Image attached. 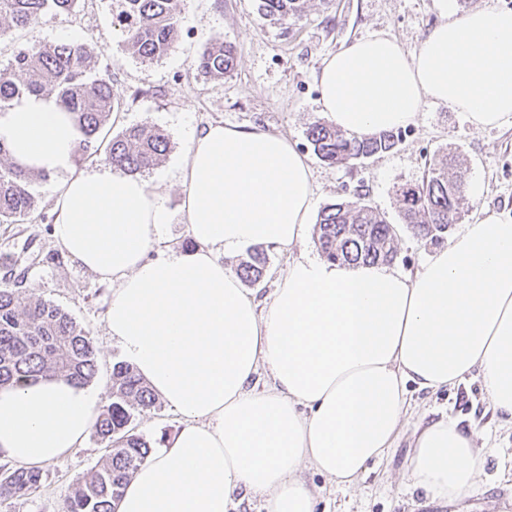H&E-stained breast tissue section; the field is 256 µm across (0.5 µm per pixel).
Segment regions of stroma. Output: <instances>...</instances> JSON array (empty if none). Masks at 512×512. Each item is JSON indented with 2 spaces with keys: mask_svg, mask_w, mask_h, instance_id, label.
Here are the masks:
<instances>
[{
  "mask_svg": "<svg viewBox=\"0 0 512 512\" xmlns=\"http://www.w3.org/2000/svg\"><path fill=\"white\" fill-rule=\"evenodd\" d=\"M305 7L302 19L280 25L260 12L259 0H184L175 50L144 63L113 27L112 0H81L76 11L46 19L32 31L5 28L0 33V69L8 64L14 47L35 40L77 42L90 49L97 68L111 75L112 91L121 103L112 133L151 123L170 136V152L144 174L174 213L164 241L168 247L190 243L187 226L177 214L182 189L169 173L187 149L189 131L213 121L287 136L313 172L316 209L365 194L367 203L395 225L397 257L391 267L407 276L415 275L480 217L494 213L511 218L512 125L478 130L465 113L432 103L415 124L403 128L394 149L350 168L321 161L306 130L322 117L317 75L328 55L373 33L389 35L412 53L444 18L482 7L512 9V0H448L444 8L438 0H307ZM216 37L236 46V66L221 78L198 75L191 63L199 48ZM444 155L455 161L464 182L461 217L439 241L420 240L402 220L397 191L420 183L429 161ZM58 250L51 221L38 215L20 224H0V268L13 265L25 270V293L62 307L93 340L99 371L91 387L104 406L112 399V366L123 358L105 324L110 287L71 257L48 262L47 254ZM267 254L265 276L250 287L260 298L272 293L292 260L316 257L319 250L309 233L291 249L271 248ZM408 397L413 414L446 417L461 429L476 431L484 463L469 494L441 504L411 484L405 474L411 442L406 428L389 457L369 464L351 487L337 486L314 468H304L301 476L317 494L315 512H505L506 504L512 503V424L493 412L479 380L434 393L412 386ZM184 423V417L162 401L133 421L136 432L155 449ZM105 455L98 438L88 435L65 460L46 465V482L33 497L2 506L0 512H61L72 485L101 465Z\"/></svg>",
  "mask_w": 512,
  "mask_h": 512,
  "instance_id": "35a3bbf8",
  "label": "stroma"
}]
</instances>
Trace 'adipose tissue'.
<instances>
[{"label":"adipose tissue","mask_w":512,"mask_h":512,"mask_svg":"<svg viewBox=\"0 0 512 512\" xmlns=\"http://www.w3.org/2000/svg\"><path fill=\"white\" fill-rule=\"evenodd\" d=\"M337 128L378 134L415 123L428 103L478 129L512 122V10L480 8L435 27L414 54L385 35L329 55L317 76ZM79 133L55 95L0 113V143L32 172L60 176L53 235L114 284L106 328L183 427L134 472L115 512H234L240 491L268 512H314L305 466L353 485L412 427L406 471L432 500L467 496L483 457L456 422L410 420L407 387L437 391L477 376L512 423V219L469 225L415 276L293 260L260 302L226 256L299 243L314 204L310 168L287 136L227 126L191 131L176 170L193 249L148 260L170 211L146 180L79 172ZM270 381L252 384L259 369ZM99 416L97 394L61 378L0 388V454L58 462Z\"/></svg>","instance_id":"1"}]
</instances>
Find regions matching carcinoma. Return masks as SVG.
Returning <instances> with one entry per match:
<instances>
[{"label": "carcinoma", "instance_id": "1", "mask_svg": "<svg viewBox=\"0 0 512 512\" xmlns=\"http://www.w3.org/2000/svg\"><path fill=\"white\" fill-rule=\"evenodd\" d=\"M80 0H0V20L31 29L48 16L69 13ZM184 0H113L112 24L120 29L129 49L141 61L167 56L178 42ZM265 15L277 23L302 18L304 0H261ZM236 48L215 38L203 44L193 67L205 77H222L235 68ZM90 50L73 43H32L13 53L0 70V113L25 94L57 96L80 132L78 159L100 158L129 174H142L166 156L171 142L158 126L142 123L107 138L103 130L121 104L112 95L108 78L95 72ZM306 137L322 161L338 167L391 151L401 130L374 135H348L336 126L315 121ZM33 172L13 162L0 143V223L13 224L38 207L32 192ZM464 187L448 173V165L433 161L421 183L398 189L405 223L421 240H438L457 223ZM396 233L386 217L371 207L365 195L327 205L315 224V244L323 257L340 265L382 264L393 261ZM263 247L240 263L238 277L256 283L267 264ZM97 373L96 348L88 334L62 308L49 300L32 299L16 278L0 279V386L20 379L62 376L77 386L88 385ZM157 395L126 362L112 367V401L94 425L97 438L108 448L100 467L76 483L62 512H113L128 480L151 452L150 442L135 432V415L156 406ZM0 468V505L29 498L44 484L39 467Z\"/></svg>", "mask_w": 512, "mask_h": 512}]
</instances>
